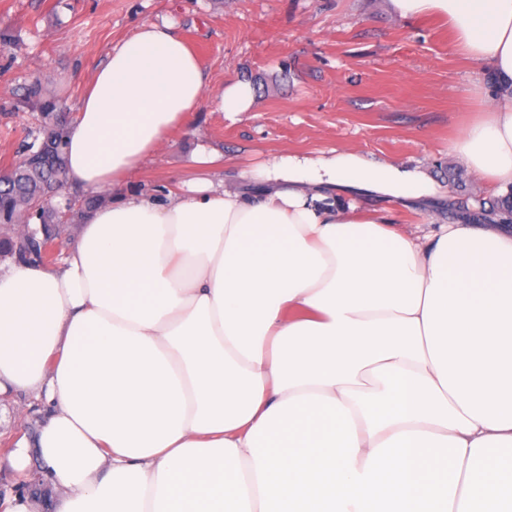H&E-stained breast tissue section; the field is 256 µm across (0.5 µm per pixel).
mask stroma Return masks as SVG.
Returning a JSON list of instances; mask_svg holds the SVG:
<instances>
[{
	"label": "stroma",
	"instance_id": "obj_1",
	"mask_svg": "<svg viewBox=\"0 0 512 512\" xmlns=\"http://www.w3.org/2000/svg\"><path fill=\"white\" fill-rule=\"evenodd\" d=\"M173 22L197 55L204 95L187 122L105 199L178 191L197 147L219 154L210 178L237 186L243 170L282 153L354 149L373 161L461 171L463 193L492 197L452 141L491 101L470 95L480 69L455 53L445 22L392 16L387 0H0V173L35 125L20 100L31 76L54 77L76 107L112 48L143 23ZM250 82L255 101L233 116L214 97ZM392 223H444L434 208L366 199ZM43 415L31 396L0 398V454L32 437Z\"/></svg>",
	"mask_w": 512,
	"mask_h": 512
}]
</instances>
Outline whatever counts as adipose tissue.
Masks as SVG:
<instances>
[{
    "label": "adipose tissue",
    "instance_id": "ef3b65f1",
    "mask_svg": "<svg viewBox=\"0 0 512 512\" xmlns=\"http://www.w3.org/2000/svg\"><path fill=\"white\" fill-rule=\"evenodd\" d=\"M447 20L497 89L451 151L512 190V0H388ZM173 24L116 45L68 129L67 181L136 170L198 107ZM425 202L420 166L274 156L85 212L59 270L0 272V397L29 392L55 512H512V235L416 236L347 200ZM446 448L451 467L425 465Z\"/></svg>",
    "mask_w": 512,
    "mask_h": 512
}]
</instances>
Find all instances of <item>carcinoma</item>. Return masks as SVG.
<instances>
[{
    "mask_svg": "<svg viewBox=\"0 0 512 512\" xmlns=\"http://www.w3.org/2000/svg\"><path fill=\"white\" fill-rule=\"evenodd\" d=\"M23 102L38 112L39 123L29 132L32 141L22 144L19 162L0 176V224H28L35 219L45 234H56L57 225L78 222L102 198H70L63 208L52 204L65 188L68 128L60 117L65 105L39 75L26 85ZM439 209L452 222L512 224V192L493 202L452 195L439 203Z\"/></svg>",
    "mask_w": 512,
    "mask_h": 512,
    "instance_id": "obj_1",
    "label": "carcinoma"
}]
</instances>
